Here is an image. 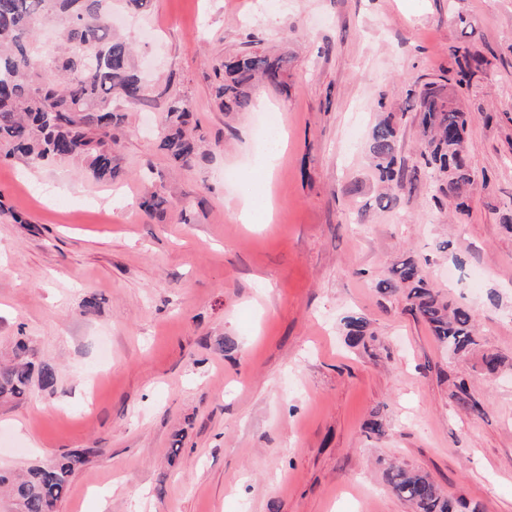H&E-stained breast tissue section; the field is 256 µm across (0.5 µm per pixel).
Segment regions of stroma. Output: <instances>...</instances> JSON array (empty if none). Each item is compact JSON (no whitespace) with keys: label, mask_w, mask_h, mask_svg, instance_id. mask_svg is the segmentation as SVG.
<instances>
[{"label":"stroma","mask_w":512,"mask_h":512,"mask_svg":"<svg viewBox=\"0 0 512 512\" xmlns=\"http://www.w3.org/2000/svg\"><path fill=\"white\" fill-rule=\"evenodd\" d=\"M116 24L149 73L123 105L119 176L0 159V361L28 337L57 372L0 406V468L82 448L58 512H411L392 463L428 473L462 512H512V0H150ZM473 31L465 33L461 22ZM487 64L472 115L469 214L421 175L380 205L366 143L381 117L422 166L408 89L445 83L452 45ZM285 53L287 90L256 88L288 145L272 223L237 214L257 181V112H225L212 67ZM185 99L202 137L190 165L158 148L161 108ZM167 198L146 213V193ZM451 240L450 252L437 249ZM411 258L467 306L480 345L454 358L379 280ZM370 323L363 346L344 319ZM465 378L483 406L451 397ZM380 418L384 436L367 435ZM178 456H171V449Z\"/></svg>","instance_id":"stroma-1"}]
</instances>
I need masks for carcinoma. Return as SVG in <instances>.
<instances>
[{"mask_svg":"<svg viewBox=\"0 0 512 512\" xmlns=\"http://www.w3.org/2000/svg\"><path fill=\"white\" fill-rule=\"evenodd\" d=\"M112 0H0V154L20 156L34 166L77 160L96 181L114 180L120 138L113 133L122 121L115 102L138 104L146 99V85L133 65V48L117 36L111 25ZM55 25L61 43L58 51L38 53L36 40L46 24ZM458 71L456 83H468L487 60L468 46L452 47ZM287 58L245 52L215 69V96L226 112L253 109L252 81L263 80L286 87L283 74ZM159 149L173 162L189 164L199 144L193 114L181 97L168 99ZM417 111L423 143L422 158L435 191L457 201L459 214H469L466 193L474 184L467 129L471 113L447 97L434 84L418 93ZM398 132L392 117L371 130L368 150L377 178L387 196L411 190L418 170L398 165ZM168 199L156 192L144 196L140 207L154 213ZM403 289L410 311L423 320L435 338L456 356L478 346L477 329L468 307L453 306L433 291L418 263L408 259L393 270V278L378 283L382 294ZM349 345L363 342L369 323L351 316L345 321ZM57 382L54 369L35 360V349L25 336L15 339L10 364L0 367V402H20L33 384L51 389ZM452 396L462 407L481 413L460 379ZM95 448H82L61 458L49 459L23 475L0 471V491L8 490L11 512H57L76 469ZM385 480L399 498L417 512H457L429 475L402 465H391Z\"/></svg>","mask_w":512,"mask_h":512,"instance_id":"cac0c4a2","label":"carcinoma"}]
</instances>
